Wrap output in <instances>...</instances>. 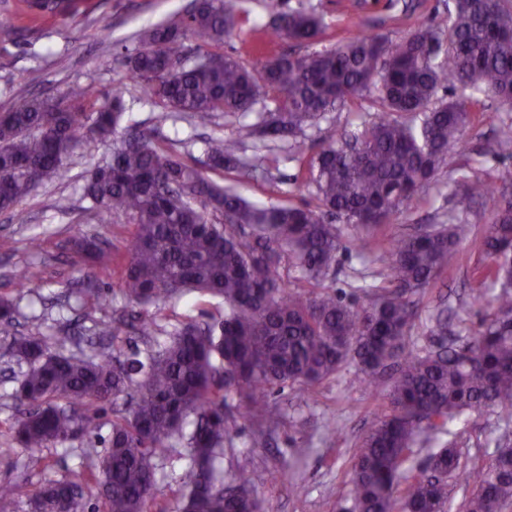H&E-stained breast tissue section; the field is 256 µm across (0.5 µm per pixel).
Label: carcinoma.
I'll return each mask as SVG.
<instances>
[{"instance_id":"1","label":"carcinoma","mask_w":512,"mask_h":512,"mask_svg":"<svg viewBox=\"0 0 512 512\" xmlns=\"http://www.w3.org/2000/svg\"><path fill=\"white\" fill-rule=\"evenodd\" d=\"M73 2L23 0L22 9L56 17ZM266 8L277 40L314 44L324 32L315 13L284 10L280 0H266ZM236 27L230 0H192L186 14L143 31L124 64L159 104L198 127L217 112L250 111L263 94L288 97L239 135L293 139L318 206L252 203L127 129L111 160L86 176L82 194L91 209L131 225L129 247L120 253L83 237L75 248L92 277L112 273L122 297L139 307L123 325L145 348L53 353L37 337L11 335L15 306L0 298V338L29 365L18 394L34 408L10 425L27 467L47 470L40 449L65 446L97 426L99 406L127 396V406L113 410L104 453L86 450L82 483L108 480L98 512H146L158 464L178 446L189 461L178 512H261L248 476L227 480L219 470L237 434L234 412L261 438L280 422L270 394L288 385L308 390L353 362L355 379L383 397L385 408L354 452L347 512H448L450 478L465 487L460 512H503L512 505L508 439L488 462L451 443L421 466L413 459L419 434L446 433L466 412L512 419V200L484 228L450 221L392 239L378 229L447 166L464 130L490 116L481 97L512 101V6L454 0L451 19L425 23L396 43L360 34L330 49L265 57L250 69L214 51ZM189 38L209 64L168 69ZM366 93L378 112L356 138L357 151L332 134L316 153L301 154L303 127ZM125 111L123 87L106 96L86 83L1 112L0 212L27 223L16 206L31 188L17 171H36L42 181L64 176L74 150L89 137L114 135ZM496 143L512 148V121L497 124ZM205 154L215 171L269 172L266 155L241 158L235 139L212 137ZM327 215L361 229L353 238L360 254L387 262L384 285L364 305L326 284L343 236ZM467 239L488 261L475 271L472 303L492 312L471 343L406 351L412 297L439 278ZM285 259L302 271L293 288L280 277ZM488 279L500 288L491 298ZM190 293L223 299L224 313L191 318L156 342L161 329L149 307ZM78 486L48 481L31 497V512H79ZM16 496V486L0 484V512H13Z\"/></svg>"}]
</instances>
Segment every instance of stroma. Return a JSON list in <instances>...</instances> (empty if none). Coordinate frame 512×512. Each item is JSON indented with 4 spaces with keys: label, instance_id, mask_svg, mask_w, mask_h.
Masks as SVG:
<instances>
[{
    "label": "stroma",
    "instance_id": "35a3bbf8",
    "mask_svg": "<svg viewBox=\"0 0 512 512\" xmlns=\"http://www.w3.org/2000/svg\"><path fill=\"white\" fill-rule=\"evenodd\" d=\"M188 2L80 0L67 16L33 19L19 13L18 0H0V112L34 96L59 97L75 83H94L105 94L120 85L125 91L126 123L186 160L203 158L207 137L236 136L241 126L259 123L262 113L274 108L275 102L266 97L250 112L217 114L209 127L201 129L183 114L156 104L143 84L130 77L122 57L138 48L140 32L183 10ZM284 6L321 16L325 32L318 46L329 49L361 32L399 41L434 16L447 15L453 0H284ZM244 7L246 13L234 35L224 42V53L250 67L260 56L292 52L290 43L269 40L270 16L264 0H246ZM104 25L112 30V40L105 44L98 39ZM487 106L491 118L466 128L465 147L453 155L452 171L439 172L407 201L384 225L383 234L398 236L420 226L447 223L452 216L469 224L491 223L502 200L500 190L472 199L465 186L476 178L491 180L496 169L512 166V152L498 150L494 132L498 122L512 121V105L491 100ZM376 112L365 98L343 111L326 113L301 134L306 153H315L330 130L359 132ZM112 148V141L95 138L78 148L66 178L46 180L23 198L20 206L29 216L27 223H14L9 214L0 212V296L14 299L19 306L17 334L47 339L54 349L90 350L99 341L96 322L110 323L118 311H135L117 295L115 282L108 277L101 278L100 286L112 298L110 308L85 309L77 304L79 290L88 282V269L73 248L74 240L88 236L121 248L129 243L126 225L114 223L105 212L89 211L81 192L82 175L109 161ZM266 151L272 156L267 181L253 180L241 170L214 174V181L234 184L238 193L252 202L316 204V190L299 162L293 160L288 142L252 137L245 140L242 154L249 157ZM61 194L70 199L69 211L55 206ZM38 234L44 244L34 253L27 240ZM482 264L471 244L458 246L448 260L447 271L415 298L409 349L428 346L439 313L448 318L449 335L464 339L475 335L488 313L487 308L472 306L469 299L473 271ZM384 269L383 263L363 260L348 247L337 255L331 284L361 305ZM26 276L39 284L38 295H29L23 288ZM26 369V364L0 348V484L18 486L16 512H30V496L48 479L82 472L85 450H104L112 430L113 407L108 404L99 413L96 429L79 435L68 447L47 449L53 467L46 473L27 469L23 451L4 455V448L11 445L8 427L22 408L15 390ZM353 375L348 369L305 392L288 387L271 394L269 400L280 411L282 422L262 444H255L251 425L239 421L234 446L224 455V472L230 477L247 469L262 512H343L347 507L349 460L380 414L378 402ZM330 420L338 427L333 436L325 431ZM506 434L512 435V424H504L497 415L469 414L453 422L449 434L440 436L437 443H419L416 459L424 461L433 445L453 442L470 457L485 462ZM186 465L183 459L159 465L148 512H177Z\"/></svg>",
    "mask_w": 512,
    "mask_h": 512
}]
</instances>
